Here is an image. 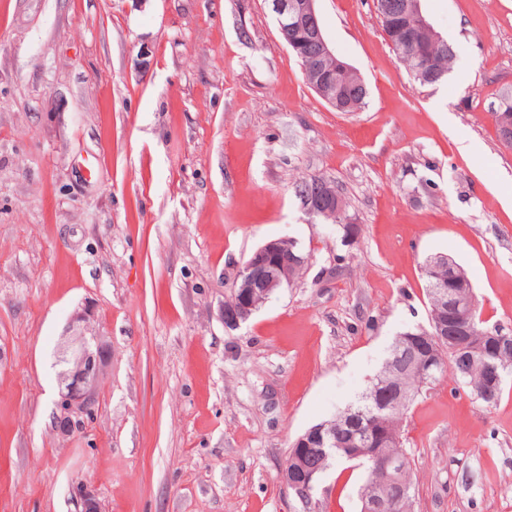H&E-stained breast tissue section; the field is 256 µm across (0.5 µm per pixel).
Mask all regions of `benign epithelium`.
<instances>
[{"instance_id":"7a95c632","label":"benign epithelium","mask_w":512,"mask_h":512,"mask_svg":"<svg viewBox=\"0 0 512 512\" xmlns=\"http://www.w3.org/2000/svg\"><path fill=\"white\" fill-rule=\"evenodd\" d=\"M411 5L405 10L408 29L422 30L436 39L441 35L422 11L420 0H409ZM271 7L280 31L288 40L291 51H297L295 34L303 33L305 42L311 51L316 81L314 91L329 105L338 103L336 81L327 77L323 64L328 60L336 61L339 72L345 73L352 67L336 56L329 44L317 14L316 0H271ZM301 206L310 215L320 216L328 224L340 222L344 216V205L340 198L303 199ZM306 262L297 251V241L290 237L268 240L258 247L249 257L245 267L239 270L233 286V299L230 308L224 309V324L236 329L246 323L256 312L254 295L257 288L268 294H275L288 286L290 276L288 267H300ZM255 267L266 270L267 275L258 284L249 276ZM440 299L450 300L455 319L459 325L473 307L469 293H455L453 290L440 289ZM80 325L73 329V340L63 350L64 368L59 374V391L56 401L55 426L57 431L67 436L75 431L73 421L84 418L95 411L101 380L108 364L109 345L100 331L91 326L86 317L78 318ZM327 424L312 426L298 436L292 443L294 463L309 451L324 446V434ZM322 475L320 471H306L295 467L282 470L283 482L295 477L297 484L306 490L316 488ZM78 512H101V504L96 493L85 484H78Z\"/></svg>"}]
</instances>
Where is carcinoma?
<instances>
[{
    "instance_id": "carcinoma-1",
    "label": "carcinoma",
    "mask_w": 512,
    "mask_h": 512,
    "mask_svg": "<svg viewBox=\"0 0 512 512\" xmlns=\"http://www.w3.org/2000/svg\"><path fill=\"white\" fill-rule=\"evenodd\" d=\"M385 33L391 38V48L397 59L409 70L412 77H417L420 69L438 73L441 79L448 77V70L453 60L451 46H434L431 35H419L416 47H411L401 40L399 22H382ZM342 111L358 112L366 105L367 94L356 89V75L350 74L342 80ZM295 194L299 197L305 193H336L338 188L322 177L304 178L295 183ZM423 276L426 282V295L429 301L427 330L433 337L416 339L398 335L392 343L390 361L368 383L359 400L327 420L331 425L328 441L336 444L334 457L319 450L306 454L300 465L304 469L328 470L343 462L339 453L346 452L364 436L376 429L387 432V441L377 444V457L355 459L353 463L365 469L366 479L361 490V500L372 504L370 512H411L413 504L412 467L408 453L404 448L403 432L409 407L422 393L423 388L434 384L444 375L462 381L470 392L488 406L495 405L502 391H497L489 399L482 395V389L488 380L497 377L512 376V345L500 353L481 356L475 352L474 344L482 336L500 333V328H489L480 317L479 303H474L465 324L469 326V335L460 332L458 323L453 320L448 308L439 306L434 297V288L448 285V278L454 277L469 286L471 281L461 266L448 268V261L441 255H434L425 260ZM447 323V330L442 335L435 334L433 323ZM431 358L437 363L435 376L423 372V362ZM395 456L401 461L396 479L390 480L382 471L378 459Z\"/></svg>"
}]
</instances>
